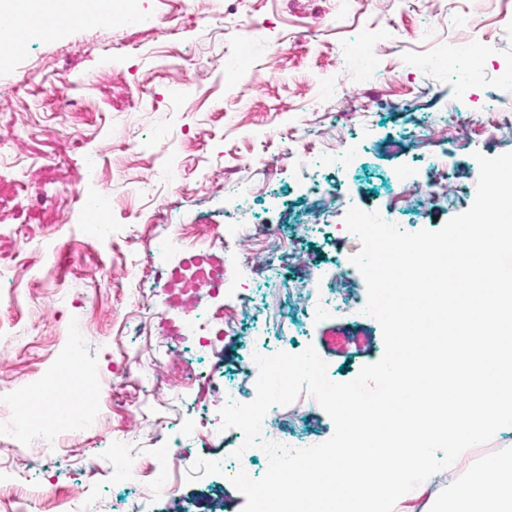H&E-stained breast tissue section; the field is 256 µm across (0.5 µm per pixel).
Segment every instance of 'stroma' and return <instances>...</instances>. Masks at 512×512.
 Masks as SVG:
<instances>
[{
	"mask_svg": "<svg viewBox=\"0 0 512 512\" xmlns=\"http://www.w3.org/2000/svg\"><path fill=\"white\" fill-rule=\"evenodd\" d=\"M129 4L138 25L118 14L68 24L0 63V393L43 391L69 411L116 384L141 412L102 407L89 432L61 429L58 448L43 445L45 413L31 409L23 439L0 413V491L22 512H54L56 494L98 512H194L219 487L217 512H243L235 470L265 468L233 457L244 436L221 427L224 385L255 398L242 368L260 347H314L335 382L381 357L379 323L356 315L367 287L345 215L378 211L415 232L472 206L475 153L512 152V0ZM455 42L471 57L408 68ZM330 143L353 163L331 161ZM177 224L203 237L222 225L225 254L257 279L185 302L178 276L130 283L126 268L150 267ZM239 224L283 236L279 280L263 276L264 243ZM316 293L336 296L337 311L316 313ZM226 297L220 354L168 336L185 310L207 318ZM177 362L193 377L181 392ZM271 412L301 442L334 433L308 394ZM204 423L216 431L206 443ZM123 436L135 482L113 480ZM160 480L174 493L154 492Z\"/></svg>",
	"mask_w": 512,
	"mask_h": 512,
	"instance_id": "35a3bbf8",
	"label": "stroma"
}]
</instances>
